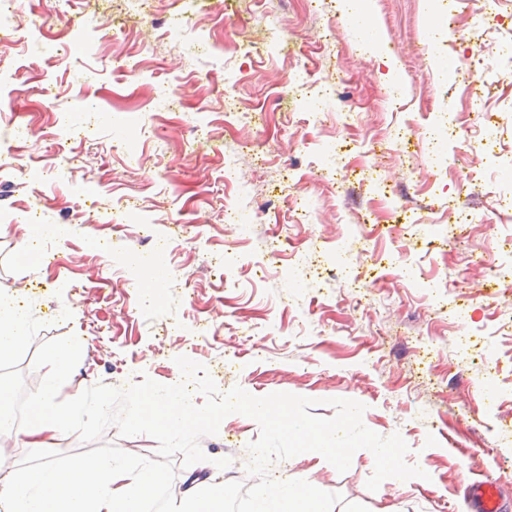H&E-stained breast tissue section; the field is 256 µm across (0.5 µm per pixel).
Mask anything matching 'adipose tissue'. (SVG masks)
<instances>
[{
	"instance_id": "1",
	"label": "adipose tissue",
	"mask_w": 512,
	"mask_h": 512,
	"mask_svg": "<svg viewBox=\"0 0 512 512\" xmlns=\"http://www.w3.org/2000/svg\"><path fill=\"white\" fill-rule=\"evenodd\" d=\"M29 321L23 309L17 308L13 300L0 295V360L13 355L26 341ZM77 345L48 350L45 360L53 376L33 400V415L25 428L16 433V442L23 448L53 447L66 436L78 433L85 414L82 394H75L68 408H59L55 396L59 381L69 379ZM228 486L221 482L191 484L186 496L170 508L169 512H223L224 497Z\"/></svg>"
}]
</instances>
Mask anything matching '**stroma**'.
Segmentation results:
<instances>
[{
  "label": "stroma",
  "instance_id": "obj_1",
  "mask_svg": "<svg viewBox=\"0 0 512 512\" xmlns=\"http://www.w3.org/2000/svg\"><path fill=\"white\" fill-rule=\"evenodd\" d=\"M457 5L452 34L431 0H368L367 28L342 0H148L143 13L15 0L12 24L33 36L11 45L0 30V293L30 332L0 380L25 364L37 394L45 352L79 338L63 407L79 385L170 383L178 356L219 390L315 398L324 418L331 399H353L428 479L369 491L365 453L342 473L302 454L271 476L369 512H472L478 479L512 512V214L485 145L512 149V80L473 0ZM471 50L477 102L445 63ZM441 112L459 116L443 152L472 160L456 175L437 170L427 135ZM231 204L242 223H225ZM30 224L65 232L31 239ZM25 243L36 265L19 262ZM158 252L169 279L152 300L131 259ZM259 434L225 418L200 441L206 461L174 456L176 483L193 470L256 484L245 466Z\"/></svg>",
  "mask_w": 512,
  "mask_h": 512
}]
</instances>
